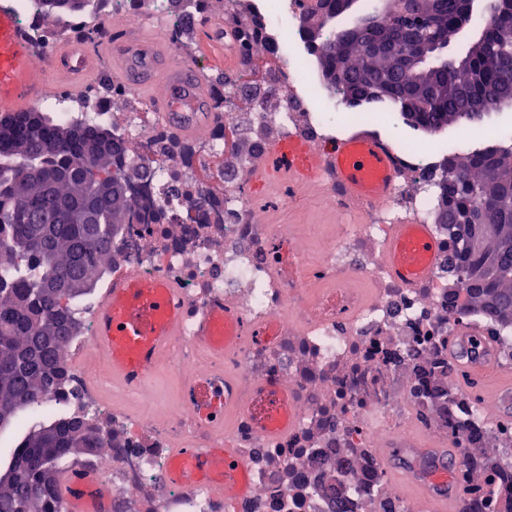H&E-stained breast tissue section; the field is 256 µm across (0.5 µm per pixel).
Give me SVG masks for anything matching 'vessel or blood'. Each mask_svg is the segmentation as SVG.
<instances>
[{
    "label": "vessel or blood",
    "instance_id": "b4317fda",
    "mask_svg": "<svg viewBox=\"0 0 512 512\" xmlns=\"http://www.w3.org/2000/svg\"><path fill=\"white\" fill-rule=\"evenodd\" d=\"M26 32L17 24L6 0H0V114L16 115L32 111L46 90L42 69L34 66L27 49ZM167 53L137 42L124 43L115 50L111 68L139 92L153 93L158 74H165L168 92L162 114L167 124L180 133L196 134L191 120L205 98L196 71L186 66H171ZM55 70L81 86L91 72L89 61L62 44L53 58ZM330 171L337 187L349 200L364 203L385 201L392 197L402 172L392 147L385 141L365 134H355L336 141L326 151L300 136L272 142L252 175L260 186L275 181L300 188L315 183L323 171ZM438 239L427 224L403 221L393 225L386 242L387 262L391 275L410 288L420 286L431 273L438 251ZM182 310L171 286L128 272L112 279L104 290V300L97 313L95 344L105 357L108 373L117 382L134 383L155 368L167 353L168 344L179 332ZM232 323L227 310L217 308L203 319L199 337L202 344L216 354H223V341L214 339L213 322ZM448 354L460 365L459 382L470 395L498 398L495 418L512 419V382L492 384L490 371L496 352L485 338L471 342L469 337L448 339ZM264 397L265 413L256 414L257 428L268 429L274 415L286 411L289 399L279 389L268 388ZM198 416L205 424L219 428L224 424V384L213 380L197 388ZM438 467L448 473L446 481L411 479L406 481L422 512H458L464 486L454 478L460 469L458 455L449 448L432 449ZM179 465L171 476L183 482L202 483L232 499L244 496L248 487L232 452L211 448L200 452L192 448L176 451ZM59 485L65 502L78 503L86 512H108L110 492L98 482L94 472L82 469L64 471Z\"/></svg>",
    "mask_w": 512,
    "mask_h": 512
}]
</instances>
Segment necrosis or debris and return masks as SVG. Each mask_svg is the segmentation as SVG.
<instances>
[{"instance_id": "necrosis-or-debris-1", "label": "necrosis or debris", "mask_w": 512, "mask_h": 512, "mask_svg": "<svg viewBox=\"0 0 512 512\" xmlns=\"http://www.w3.org/2000/svg\"><path fill=\"white\" fill-rule=\"evenodd\" d=\"M297 4L257 6L274 84L287 92L288 101L269 116L263 108L266 92L254 87L248 68L237 69L238 96H226L220 84L209 88L210 100L224 102L223 123L187 151L166 150L167 130L152 123L147 110L115 117L111 96L82 103L51 86L41 101L71 120L110 125L125 142L126 169L142 175L129 191L130 207L112 240L109 266L174 286L183 311L182 330L165 359L177 382L167 418L152 415L150 379L115 387L108 378L93 381L88 372L71 371L76 394L70 407L111 426L117 442L108 460L95 462L99 479L112 489V512H335L339 506L373 512L362 487L380 484V471L357 464L350 451L370 453L385 440L398 441L408 450L410 475L428 473L429 465L412 453L409 407L425 415L428 436L440 447H447L451 434L464 440L474 429L489 447L512 446V428L484 422L481 409L450 376L439 377L428 390L417 370L440 359L442 338L472 332L494 342L498 371H512L511 330L449 309L464 302L466 293L449 285V243L442 226L434 228L440 251L423 286L406 287L388 273L386 234L401 201H413V219L430 221L435 190L421 178L429 166L423 141L395 144L403 177L393 196L365 203V223L337 225L313 263L286 225L259 220L245 191L248 166L223 161L225 134L250 146L254 129L266 125L273 133L323 147L336 140L329 109L311 107L326 94L317 78L303 76L304 43L297 31L280 30L282 13L296 12ZM150 15L164 18L173 31L191 24L171 11L169 0H145L138 9L130 0H111L107 12L81 16L77 24L95 34L116 18L130 31ZM102 302L97 296L78 306L84 330L67 342L66 363L95 358L94 326ZM218 304L233 310L244 328L216 361L199 345L198 326ZM213 374L230 378L236 405L220 434L196 420L191 408L194 382ZM268 382L285 387L294 405L290 419L263 431L253 426L247 409ZM179 441L232 449L249 494L228 501L208 486L169 480Z\"/></svg>"}]
</instances>
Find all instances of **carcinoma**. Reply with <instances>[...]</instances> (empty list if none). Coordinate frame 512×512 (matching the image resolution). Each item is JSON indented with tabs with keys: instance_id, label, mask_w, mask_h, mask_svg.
Returning a JSON list of instances; mask_svg holds the SVG:
<instances>
[{
	"instance_id": "cac0c4a2",
	"label": "carcinoma",
	"mask_w": 512,
	"mask_h": 512,
	"mask_svg": "<svg viewBox=\"0 0 512 512\" xmlns=\"http://www.w3.org/2000/svg\"><path fill=\"white\" fill-rule=\"evenodd\" d=\"M353 0L303 4L297 28L319 64L326 89L351 108L398 112L417 131L452 124L473 125L512 100V0H500L497 16L480 28L462 65L447 57L429 79L437 93L426 99L408 93L392 54L369 58L358 38L381 40L396 52H411L425 34L447 40L456 33L467 0H398L381 21L376 15L340 26ZM42 18L81 16L90 0H38ZM224 32L236 35L239 59L252 69L262 61L265 38L261 17L241 4ZM126 147L107 126L63 122L54 112L11 118L0 138V428L25 425L20 412L37 418L11 449L5 467L15 472L0 480V512H60L64 506L55 475L73 465L92 467L103 448H112V430L82 411H43L47 399L73 393L63 345L80 335L74 307L87 298L104 269L112 236L124 223L129 174L118 168ZM512 172V148L452 153L426 172L438 177L435 221L448 229V279L460 284L467 300L459 314L479 313L512 328V189L497 181L490 160ZM46 172L74 168L77 178L49 180L29 174L31 164ZM53 214L57 223L32 236V221ZM481 218L500 226L481 250L462 246L449 220ZM378 512H397L391 496L364 491Z\"/></svg>"
}]
</instances>
